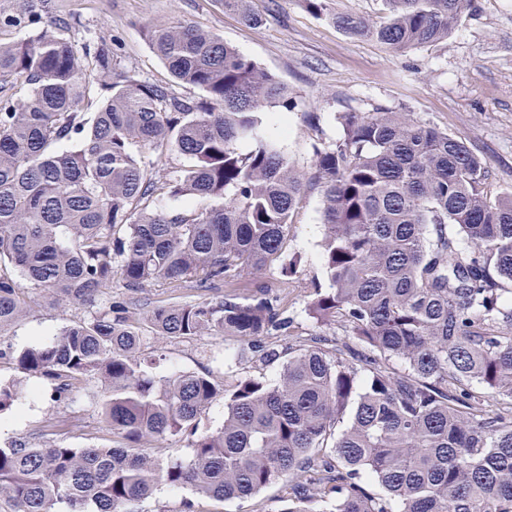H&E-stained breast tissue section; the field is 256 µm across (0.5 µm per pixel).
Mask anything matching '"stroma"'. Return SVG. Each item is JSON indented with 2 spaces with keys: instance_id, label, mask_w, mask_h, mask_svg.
Listing matches in <instances>:
<instances>
[{
  "instance_id": "stroma-1",
  "label": "stroma",
  "mask_w": 512,
  "mask_h": 512,
  "mask_svg": "<svg viewBox=\"0 0 512 512\" xmlns=\"http://www.w3.org/2000/svg\"><path fill=\"white\" fill-rule=\"evenodd\" d=\"M260 25L243 23L225 12L220 0H0V12L39 16L42 24H64L76 50L108 40L118 62L138 78L162 86L183 99L199 90L174 81L152 53L146 31L159 24L188 23L210 31L276 74L288 86L293 108L288 114L261 116L266 134L280 138L292 165L310 173L314 146L333 144L338 118L345 112L393 110L447 131L485 158L488 182L495 192L512 191V0H474L448 40L404 54L389 52L371 40H357L317 18L302 0H256ZM321 205L315 188H307L292 216L285 253L301 254L294 283L282 282L279 260H270L261 278L277 287L301 335L315 332L306 306L311 287L325 283L321 258ZM224 289L188 292L160 283L131 294L136 311L166 302L217 301ZM79 309L36 300L30 313L9 331L14 350L54 338L80 317ZM142 356L153 371H211L218 382L243 376L273 380L277 364H265L232 338L219 335L172 339L147 335ZM0 381L18 392L12 407L0 413V444L25 439L42 445L65 441L79 448L124 447L99 412L101 385L90 381L64 400H54L38 378L0 360ZM74 414L79 430L47 428L48 415ZM197 512H284L281 484L271 485L245 502L194 498Z\"/></svg>"
}]
</instances>
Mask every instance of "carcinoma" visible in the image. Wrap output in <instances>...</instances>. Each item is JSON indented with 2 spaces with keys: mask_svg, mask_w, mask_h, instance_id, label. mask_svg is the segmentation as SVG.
I'll return each mask as SVG.
<instances>
[{
  "mask_svg": "<svg viewBox=\"0 0 512 512\" xmlns=\"http://www.w3.org/2000/svg\"><path fill=\"white\" fill-rule=\"evenodd\" d=\"M222 2L262 21L254 0ZM304 3L347 36L403 54L447 40L473 0H382L375 19ZM2 26L36 34L0 42V78L26 86L0 97V338L27 316L32 291L75 308L108 292L51 341L1 347L0 359L58 401L101 381L102 414L127 441L0 445L10 512H143L161 486L243 502L279 481L287 512H512V193L487 190L481 156L408 112H345L336 143L313 146L307 179L261 129L260 113L292 108L288 87L218 36L147 30L173 79L201 92L183 100L120 69L108 47L78 52L36 17L0 14ZM169 145L191 164L164 175L168 194L210 207L149 209L159 172L141 152ZM309 185L328 285L312 288L307 314L346 333L335 344L320 333L297 343L293 317L263 285L244 301L157 305L141 318L110 292L218 288L273 258L292 278L301 257L282 248ZM146 328L215 332L283 362L274 382L224 388L209 371L158 376L136 357ZM478 385L507 409L486 410ZM220 394L224 425L196 434ZM186 432V459L134 451Z\"/></svg>",
  "mask_w": 512,
  "mask_h": 512,
  "instance_id": "carcinoma-1",
  "label": "carcinoma"
}]
</instances>
